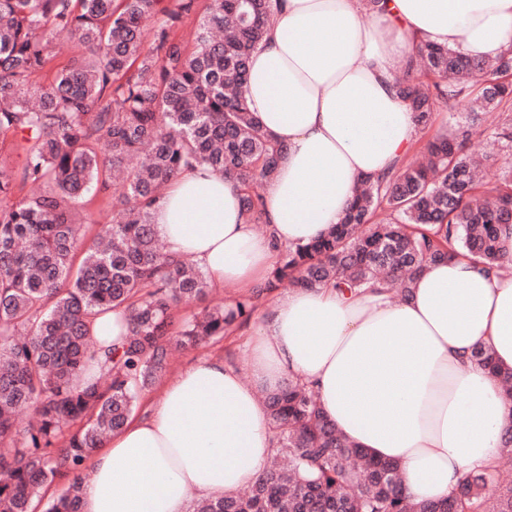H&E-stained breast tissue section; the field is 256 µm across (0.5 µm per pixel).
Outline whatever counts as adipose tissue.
<instances>
[{
    "mask_svg": "<svg viewBox=\"0 0 512 512\" xmlns=\"http://www.w3.org/2000/svg\"><path fill=\"white\" fill-rule=\"evenodd\" d=\"M245 91L284 154L265 191L266 233L207 166L182 172L152 211L168 253L213 286L267 274L279 249L324 236L357 187L408 157L420 136L394 86L413 39L476 58L512 49V0H276ZM245 344L251 375L203 356L179 370L86 466L82 512H187L190 493L254 484L275 443L265 395L299 380L356 447L399 463L417 501L446 498L496 466L512 405L477 347L512 369V275L454 258L428 264L407 297L382 289L294 288L262 313Z\"/></svg>",
    "mask_w": 512,
    "mask_h": 512,
    "instance_id": "1",
    "label": "adipose tissue"
}]
</instances>
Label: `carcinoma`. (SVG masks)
<instances>
[{"label":"carcinoma","mask_w":512,"mask_h":512,"mask_svg":"<svg viewBox=\"0 0 512 512\" xmlns=\"http://www.w3.org/2000/svg\"><path fill=\"white\" fill-rule=\"evenodd\" d=\"M195 11L196 0H0V512H80L86 461L173 352L208 344L254 307L250 298L215 305L173 329V310L210 282L161 249L153 230L165 187L198 165L235 183L247 223L266 224L259 187L283 155L243 91L274 21L272 0H211L189 46L175 30ZM64 42L80 46L81 60L35 83ZM407 67L428 77L396 79L430 133L421 156L363 183L326 235L280 251L258 294L332 283L380 285L403 299L427 264L455 256L512 272L501 247L512 225V50L472 59L420 40ZM464 99L479 110L432 130L436 105ZM485 112L499 117L490 133ZM486 134L503 151L488 156L491 187L464 153ZM114 180L112 220L83 247L76 204L92 186L112 193ZM117 309L128 331L103 351L90 323ZM474 358L512 403V370L481 347ZM265 402L277 445L264 475L193 512H512V483L496 471L467 474L440 501L410 499L400 465L347 441L300 381ZM27 410L34 420L21 429ZM63 476L66 490L45 497Z\"/></svg>","instance_id":"carcinoma-1"}]
</instances>
